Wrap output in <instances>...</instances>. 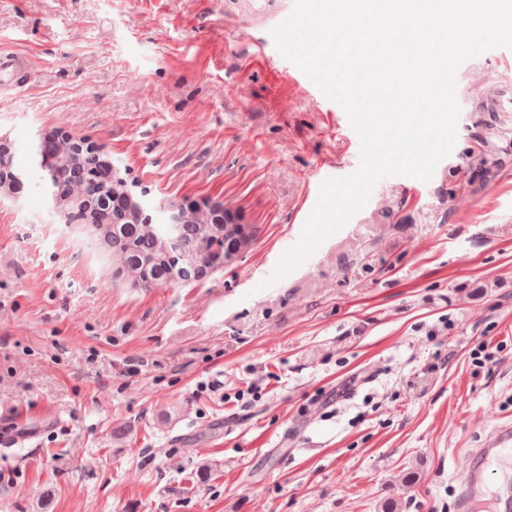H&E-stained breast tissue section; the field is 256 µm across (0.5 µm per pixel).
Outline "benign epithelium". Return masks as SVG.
I'll return each mask as SVG.
<instances>
[{"label": "benign epithelium", "instance_id": "7a95c632", "mask_svg": "<svg viewBox=\"0 0 512 512\" xmlns=\"http://www.w3.org/2000/svg\"><path fill=\"white\" fill-rule=\"evenodd\" d=\"M70 153L85 160L86 167L78 176L70 179L65 191L53 196L56 204L70 205L86 216L90 223L100 224V209H91L85 200L84 181L86 176L104 175L103 181L110 184V198H104L101 206L120 203L119 214L126 224H215L224 229V260L231 259L248 242V225L241 222L232 211L218 207H205L197 203L170 204L159 210V215L149 213V205L136 195L133 187L122 178L112 162L102 151L92 145L76 142L71 138L46 136L39 138L37 154L43 166H55L63 162V154ZM10 149L0 143V196L13 195L12 188L23 181V175L9 164Z\"/></svg>", "mask_w": 512, "mask_h": 512}]
</instances>
